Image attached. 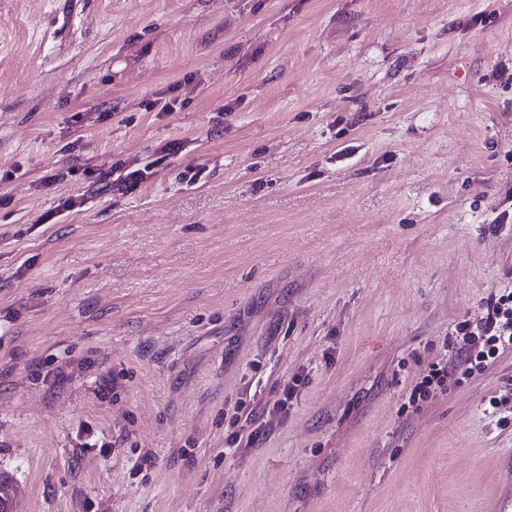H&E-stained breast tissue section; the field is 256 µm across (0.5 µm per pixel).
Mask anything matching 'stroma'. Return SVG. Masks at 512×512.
Here are the masks:
<instances>
[{
  "label": "stroma",
  "mask_w": 512,
  "mask_h": 512,
  "mask_svg": "<svg viewBox=\"0 0 512 512\" xmlns=\"http://www.w3.org/2000/svg\"><path fill=\"white\" fill-rule=\"evenodd\" d=\"M510 284L512 0H0L14 512H493L512 349L409 395ZM130 166L131 165L119 163L114 166L111 172V175L113 173L117 174L112 182H115L118 186L128 191L137 188L145 180V175H147L149 169L147 165H145L144 168H140L136 165ZM243 424L239 430L234 431L227 437L226 444L228 448H244L253 447L261 436L266 432L263 431L262 424L260 423L261 416L257 415L256 408L251 409L248 413H244ZM259 423V424H258ZM257 427L253 428L255 425Z\"/></svg>",
  "instance_id": "obj_1"
}]
</instances>
